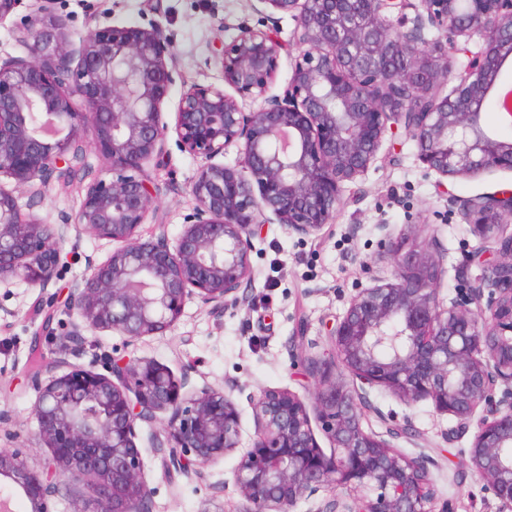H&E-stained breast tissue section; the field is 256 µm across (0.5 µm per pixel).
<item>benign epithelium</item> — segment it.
Listing matches in <instances>:
<instances>
[{
    "label": "benign epithelium",
    "mask_w": 512,
    "mask_h": 512,
    "mask_svg": "<svg viewBox=\"0 0 512 512\" xmlns=\"http://www.w3.org/2000/svg\"><path fill=\"white\" fill-rule=\"evenodd\" d=\"M256 2L263 21L239 23L212 48L224 86H184L170 122L175 51L156 25L97 23L76 44L56 0H38L13 29L25 55L0 57V178L8 179L0 181V282L57 280L72 226L118 244L69 291L64 307L77 320L65 332L45 312L41 335L57 374L42 379L38 364L28 376L37 435L49 448L41 469L29 468L22 449L0 448V476L30 512H57L79 487L96 512H153L137 445L145 426L160 425L151 440L167 449L164 469L187 478L241 445V416L224 389L187 390L168 367L135 355L105 354L99 372L71 362L76 351L66 344L111 331L134 345L166 333L194 299L222 312L253 274L258 231L281 224L318 235L395 128L441 178L512 171V139L482 123L512 59V0ZM282 15L294 22L286 41ZM475 37L483 47L448 87L451 52L467 53ZM283 54L291 74L272 94ZM240 97L260 104L246 111ZM171 135L201 162L189 186L194 206L174 240L150 176ZM231 147L238 157L226 164ZM93 154L111 164V179L92 176ZM52 181L81 187L71 225L33 211L35 187ZM461 214L497 248L475 276L461 264L453 298L440 297L433 241L389 237L393 279L350 300L327 328L332 352L302 359L310 403L287 389L253 395V442L233 472L243 512H291L327 489L333 499L314 512H454L436 493L428 458L398 446L416 440L408 424L384 418V431L365 428L375 389L408 405L429 400L464 429L476 424L471 470L512 512V233H504L512 191L466 199ZM148 222L155 230L144 239Z\"/></svg>",
    "instance_id": "7a95c632"
}]
</instances>
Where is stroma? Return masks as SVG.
I'll return each mask as SVG.
<instances>
[{
  "label": "stroma",
  "mask_w": 512,
  "mask_h": 512,
  "mask_svg": "<svg viewBox=\"0 0 512 512\" xmlns=\"http://www.w3.org/2000/svg\"><path fill=\"white\" fill-rule=\"evenodd\" d=\"M57 10L75 41L87 33L93 15L103 24H159L177 54L180 82L171 88L173 103L181 81L220 84L213 42L231 36L242 20L257 19L252 0H57ZM167 148L164 164L153 169L152 177L162 189L159 216L174 235L193 205L188 185L200 163L175 143ZM380 155L358 185L345 189L333 222L318 236L301 237L278 224L263 227L251 253L255 275L245 289L246 303L226 307L218 316L198 301H188L169 331L132 347L113 332L89 334L77 364L96 368L101 354L131 353L187 376L189 387H233L241 414V446L249 448L254 435L250 395L264 388H287L308 398L300 357L329 350L325 323L341 316L359 289L377 278L391 279L384 236L414 230L435 238L443 270L441 295L452 298L457 265L479 246L461 218L459 200L512 190V171L507 170L438 181L419 161L414 142L401 133L384 140ZM78 204L76 187L53 183L45 188L37 212L47 223L60 224L74 215ZM112 249L111 242L85 235L77 253L65 258L58 283L40 290L17 279L0 282V411L6 414L0 438L28 448L30 467L44 458L36 448L37 424L31 415L35 392L27 384V372L36 362L31 343L43 320L38 305L52 300L59 286L80 282L86 258L103 261ZM372 399L380 410L368 419L373 429H380L384 415L411 420L418 433L416 450L432 459L436 491L455 512H501L498 500L471 473L468 449L473 435L458 433L454 417L437 414L427 401L408 405L377 392ZM150 433V427H143L138 445L153 490V512H242L245 502L232 484L238 455L203 468L199 476L171 478L160 467ZM219 482L224 485L220 496L213 492Z\"/></svg>",
  "instance_id": "35a3bbf8"
}]
</instances>
